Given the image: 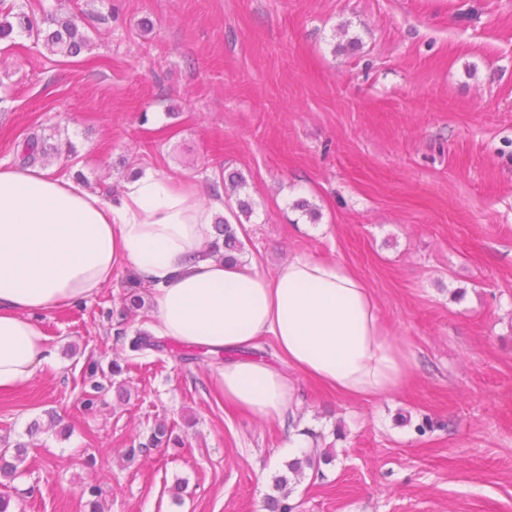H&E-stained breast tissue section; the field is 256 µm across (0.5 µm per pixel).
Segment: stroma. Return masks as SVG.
<instances>
[{
	"instance_id": "obj_1",
	"label": "stroma",
	"mask_w": 512,
	"mask_h": 512,
	"mask_svg": "<svg viewBox=\"0 0 512 512\" xmlns=\"http://www.w3.org/2000/svg\"><path fill=\"white\" fill-rule=\"evenodd\" d=\"M16 2L74 14L89 47L0 42L1 162L35 136L104 192L146 167L219 178L244 253L341 260L415 362L388 398L303 381L286 424L234 413L217 362L131 351L155 321L118 271L42 314L54 366L0 392V444L29 445L14 512H86L93 486L99 512H266L293 432L335 453L294 512H512V0ZM92 360L123 370L89 409ZM158 421L179 445L137 454Z\"/></svg>"
}]
</instances>
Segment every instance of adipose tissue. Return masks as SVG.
I'll use <instances>...</instances> for the list:
<instances>
[{
  "mask_svg": "<svg viewBox=\"0 0 512 512\" xmlns=\"http://www.w3.org/2000/svg\"><path fill=\"white\" fill-rule=\"evenodd\" d=\"M224 189L146 167L116 193L55 167L0 162V391L29 383L55 351L37 314L82 302L133 269L150 288L159 335L220 358L217 395L233 411L281 421L299 379L345 397L404 386L413 354L382 323L366 284L333 257L294 253L274 270L213 253ZM271 340L281 359L254 355Z\"/></svg>",
  "mask_w": 512,
  "mask_h": 512,
  "instance_id": "ef3b65f1",
  "label": "adipose tissue"
}]
</instances>
